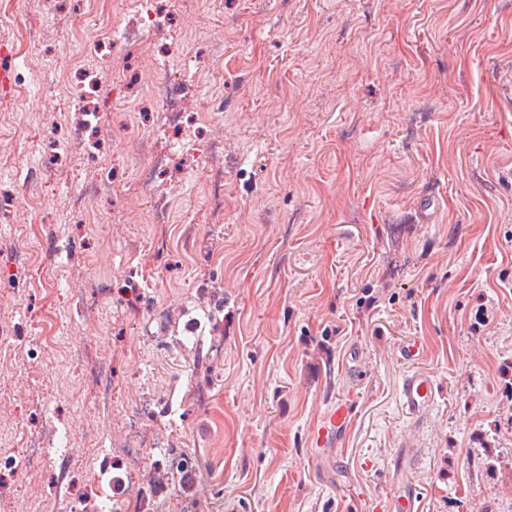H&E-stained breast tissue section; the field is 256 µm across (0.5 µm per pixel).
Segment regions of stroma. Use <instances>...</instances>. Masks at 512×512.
Listing matches in <instances>:
<instances>
[{"label":"stroma","instance_id":"35a3bbf8","mask_svg":"<svg viewBox=\"0 0 512 512\" xmlns=\"http://www.w3.org/2000/svg\"><path fill=\"white\" fill-rule=\"evenodd\" d=\"M155 2L133 42L142 0H0V448L51 444L0 512H375L405 438L418 512H512V0ZM399 399L413 423L426 416L436 400V389L432 375L421 368L409 370L401 380ZM352 416V401L340 400L320 419L313 430L315 448H335Z\"/></svg>","mask_w":512,"mask_h":512}]
</instances>
